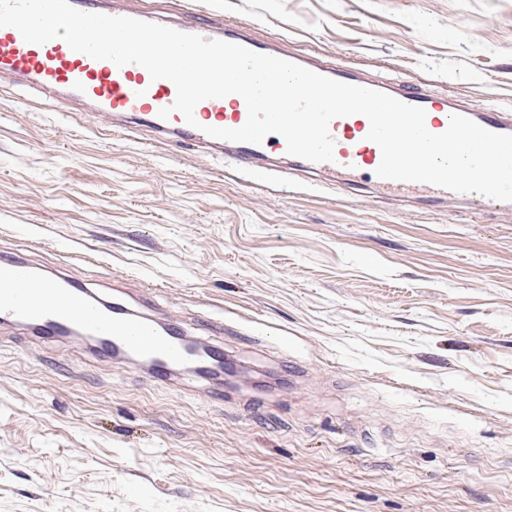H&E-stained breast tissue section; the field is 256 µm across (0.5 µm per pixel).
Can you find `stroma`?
<instances>
[{"instance_id":"stroma-1","label":"stroma","mask_w":512,"mask_h":512,"mask_svg":"<svg viewBox=\"0 0 512 512\" xmlns=\"http://www.w3.org/2000/svg\"><path fill=\"white\" fill-rule=\"evenodd\" d=\"M131 4L512 113V0ZM111 123L0 77V261L123 291L279 383L168 385L0 328V512H512V214Z\"/></svg>"}]
</instances>
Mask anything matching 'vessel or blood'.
I'll return each instance as SVG.
<instances>
[{
    "instance_id": "obj_1",
    "label": "vessel or blood",
    "mask_w": 512,
    "mask_h": 512,
    "mask_svg": "<svg viewBox=\"0 0 512 512\" xmlns=\"http://www.w3.org/2000/svg\"><path fill=\"white\" fill-rule=\"evenodd\" d=\"M190 33L208 39H220L242 45L258 53H266L264 44L239 34L236 26L219 23L213 26L195 24ZM319 74L331 79L378 89L379 84L346 69L319 67ZM27 79L43 93L67 91L70 95L92 102L97 112L122 116L125 122L152 129L156 140L165 144L184 139L201 146H215V139L203 133V126L237 128L247 119L243 98L236 94L227 99H208L195 108L197 126H189L181 113L160 119V109L176 99L174 84L166 79L151 80L145 68L137 64L116 66L106 60H95L73 51L62 39L42 45L24 41L18 30L0 27V75ZM397 100L419 106L426 111V127L430 132L446 130L450 114L470 118L483 128L501 134H512V114L478 110L454 100L425 93L415 85H400L387 90ZM370 124L362 115L334 119L330 132L335 140L334 159L312 163L293 159L297 169L308 174L327 175L340 185L367 179L370 188L388 198L402 201L443 203L455 200V192L434 185L379 178L376 169L381 150L366 135ZM239 162L249 168H261L268 153L285 155L286 143L280 135H268L262 144L234 143ZM7 277L0 284V323L35 330L37 335L52 338L76 330L92 338L94 350L102 358L116 357L129 361H145L151 375L169 379L173 369L192 361L207 367L221 359L220 348H210L207 355L192 356L179 337L182 330L171 326L162 330L160 320L134 309L126 300L99 298L86 286L36 272L32 266L11 260L5 265Z\"/></svg>"
}]
</instances>
